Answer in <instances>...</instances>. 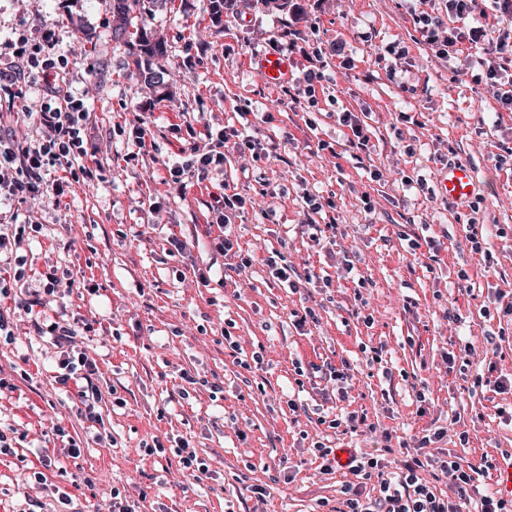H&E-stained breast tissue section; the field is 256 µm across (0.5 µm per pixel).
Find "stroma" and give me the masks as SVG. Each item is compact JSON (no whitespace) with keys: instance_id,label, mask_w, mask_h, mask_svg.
<instances>
[{"instance_id":"35a3bbf8","label":"stroma","mask_w":512,"mask_h":512,"mask_svg":"<svg viewBox=\"0 0 512 512\" xmlns=\"http://www.w3.org/2000/svg\"><path fill=\"white\" fill-rule=\"evenodd\" d=\"M289 2L234 0L216 12L209 0H165L131 20L166 46L136 64L112 39V0H0V44L55 29L74 62L72 88L86 95L87 147L104 160L60 204L0 205L16 218L8 233L41 226L0 253L12 332L0 336V378L11 384L0 394V512H107L115 489L136 512H345L404 476L413 457L420 483L463 512L494 492V469L512 454V391L495 383L512 376V170L494 166L512 147V111L486 76V39L442 55L416 20L432 17L443 35L504 34L512 18L491 0L462 17L446 0ZM286 30L308 53L289 52ZM274 47L292 76L270 86L251 61ZM149 70L161 86L147 84ZM312 70L324 77L310 95ZM43 83L25 71L20 104L0 101V128L18 141L37 136L30 115ZM343 112L362 122L367 150L350 147ZM139 115L145 155L132 142ZM206 124L261 149H225L223 169L177 194L165 164L188 128ZM451 162L482 185L461 207L437 188ZM226 192L246 200L229 255L208 233ZM307 193L334 205L327 239L311 236L326 217L308 209ZM174 232L189 243L184 254L170 253ZM271 259L289 267V283ZM50 268L75 285L41 306ZM307 310L296 327L293 312ZM60 318L88 330L90 415L75 386L57 383L60 352L38 331ZM333 368L346 382L330 378ZM438 430L441 440L422 444ZM156 440L164 453L147 454ZM179 441L206 476L183 471ZM339 448L364 470L330 467ZM471 464L478 474L458 489L446 468Z\"/></svg>"}]
</instances>
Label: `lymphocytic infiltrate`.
Returning <instances> with one entry per match:
<instances>
[{"instance_id": "f902f5d3", "label": "lymphocytic infiltrate", "mask_w": 512, "mask_h": 512, "mask_svg": "<svg viewBox=\"0 0 512 512\" xmlns=\"http://www.w3.org/2000/svg\"><path fill=\"white\" fill-rule=\"evenodd\" d=\"M54 29L42 28L35 39L20 38L12 45L13 61H0V90L12 92L19 74L18 64L41 69L45 74L42 102L35 120L40 128L39 140L27 145L0 135V201L33 200L40 197H61L69 180L90 175L83 161L88 155L85 131L89 114L82 97L69 85V59L58 53ZM189 140L183 160L169 169L177 191H184L183 176L194 171L206 175L223 167V149L228 141L224 130L204 126L203 130L188 128ZM50 336L62 354L58 360L57 381L90 380L96 365L83 350L77 349V331L67 323L54 324ZM383 512H447L443 503L426 492L416 475H408L399 488L383 486Z\"/></svg>"}]
</instances>
